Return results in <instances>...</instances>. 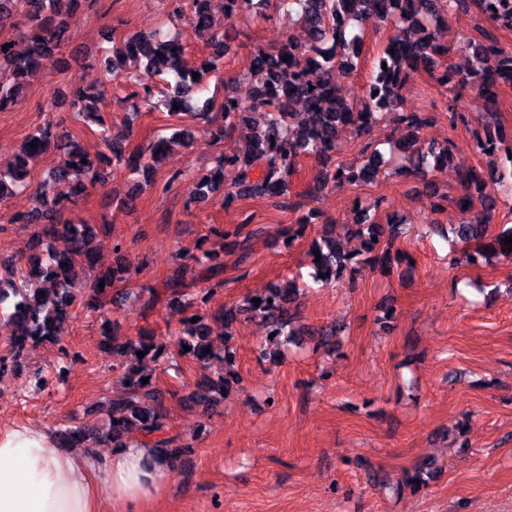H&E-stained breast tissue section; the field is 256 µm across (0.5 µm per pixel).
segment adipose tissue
<instances>
[{
  "mask_svg": "<svg viewBox=\"0 0 512 512\" xmlns=\"http://www.w3.org/2000/svg\"><path fill=\"white\" fill-rule=\"evenodd\" d=\"M169 480L165 460L144 441L101 455L58 448L29 425L0 434V512H140Z\"/></svg>",
  "mask_w": 512,
  "mask_h": 512,
  "instance_id": "adipose-tissue-1",
  "label": "adipose tissue"
}]
</instances>
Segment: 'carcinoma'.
Listing matches in <instances>:
<instances>
[{
  "label": "carcinoma",
  "mask_w": 512,
  "mask_h": 512,
  "mask_svg": "<svg viewBox=\"0 0 512 512\" xmlns=\"http://www.w3.org/2000/svg\"><path fill=\"white\" fill-rule=\"evenodd\" d=\"M81 0H0V26L9 23L16 14L26 16L29 29L23 33L24 48L5 47L7 41L0 40V69L11 72L13 84L0 85V110H6L16 101L19 89L35 77L70 40V18L74 7ZM167 12L174 17L189 16V21L200 33L208 36L211 53L205 70L214 71L224 59V32L218 30L216 20L209 7V0H161ZM475 6L491 13L498 25L512 30V0H275V8L303 24L311 35V44L301 45L292 39L283 42L275 52L261 47L249 55L245 80L252 83L248 91L249 103L237 95L224 96L220 111H212L211 102L199 109L197 116L208 121H220L219 130L230 136L235 126L248 120V112L257 109L265 115L263 126L256 128L247 140L224 153V164L240 170V180L231 190L224 192V200L234 197L268 196L278 197L288 191V178L296 171L300 159L315 157L324 159L336 151L339 133L352 128L358 134L366 133L372 125L394 114L409 127H419L424 119L413 112L400 111V87L420 65L436 68L444 49L435 41L429 25L438 24L457 11H466ZM390 21L401 27V33L391 39L373 62L372 78L363 109L356 112L349 105L342 87L336 83V70L346 74L356 70L354 59L359 57L363 36L351 34L354 24L366 16ZM183 47L165 39L159 33H133L125 36L121 43L112 44V72H121L125 59L141 61L144 73L151 76H170V89L164 105L173 111V105L187 103L198 80L193 71L186 68L182 56ZM476 66L458 80L475 95L493 102L500 87L512 86V48L496 43L474 44ZM71 104L79 112L99 111L105 102L104 91H89L78 88L70 93ZM499 132L485 125L473 130L474 148L482 153L493 152ZM191 133L183 128L169 138H160L138 152L126 153L123 141L108 138L104 144L112 153L115 163H124L136 171L146 165H154L165 155L174 142H187ZM37 146L25 145L12 159L0 165V202L19 191L32 189L34 207L24 215L8 218L9 224H35L37 252L28 259L29 269L22 286L14 280L11 259L0 261V306L9 298H15L13 310L7 315V326L11 336L12 355L0 356V374L9 369V363L18 361L28 348L45 341H53L65 322L73 314L80 289L77 264L88 267L96 264V249L91 245L95 235L90 224H74L62 221L63 211L72 204L81 192L69 181V174L76 170H88L92 176L99 175L93 161L74 140L57 135L55 127L48 123L40 132L30 136ZM61 153L58 165L49 177L31 186L28 181L29 166L33 157L46 153L51 148ZM410 164L416 170L422 184H432L435 171L448 168L453 155L448 145L432 146L422 150L417 137L402 145ZM87 163H82V160ZM382 160L373 154L362 166L323 168L317 183L340 188L346 183L371 181L378 177ZM461 175L464 193L454 198L446 194L436 206L451 202L459 211L471 202V190L479 191L486 198L487 208L496 209L495 200L486 195L488 180L496 179L490 174L485 179L473 169L459 162L455 164ZM251 223V217L243 219L233 232V246L240 252V259L249 255V250L258 232L242 233L243 227ZM311 218L291 224L282 232L283 243L291 246L295 239L303 236ZM399 221L388 219L382 224L370 219L368 212L360 214L356 234L361 238V250L345 251L335 235L323 230L313 241L312 249L320 254L313 262L309 273L311 283L324 286L343 279L358 257L384 266L394 263H412L409 256L393 251ZM456 235L465 242H480L487 237L489 219L475 223L462 220L454 227ZM512 237V229L502 232L487 244V249L464 251L454 259L455 263L478 266L496 254L512 256V244L504 243ZM118 274L117 269L101 273L89 285L87 305L95 307V301L104 290L111 287ZM105 285H100V282ZM170 304L180 315L183 338L181 344L189 350L181 354L203 365L208 364L216 353L208 340V316L204 314L210 301L207 291L186 295L183 283L170 281ZM298 287L273 285L258 296L259 304L247 296L242 302L214 313L213 318L224 325V335L232 338L237 321L254 317L263 321L267 334L273 335L270 343L275 345L290 341L295 334L294 314ZM103 344L116 354L144 353V357L157 361L163 357L166 347L156 340L147 329H141L136 338L121 340L112 330L109 320H104ZM209 352H204V349ZM147 377L141 369L129 366L123 372L127 395L110 402L108 423L104 427L87 425L67 428L59 434L58 447L74 448L87 441L103 442L113 448H127L130 441L144 438L167 461L171 470H176L190 445L180 437L169 435L164 399L152 383L141 379ZM232 377L223 375L208 379L197 394V399L206 403L224 396V390Z\"/></svg>",
  "instance_id": "obj_1"
}]
</instances>
